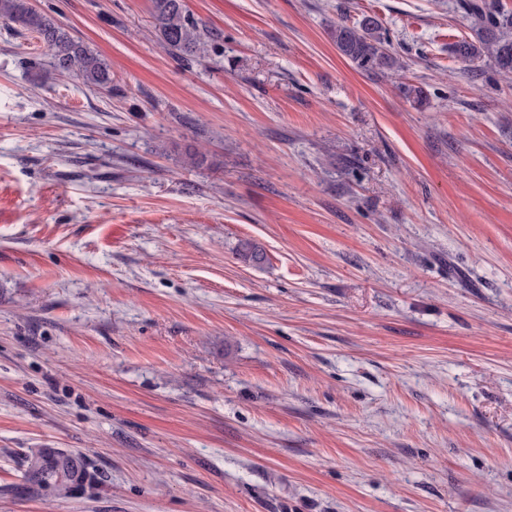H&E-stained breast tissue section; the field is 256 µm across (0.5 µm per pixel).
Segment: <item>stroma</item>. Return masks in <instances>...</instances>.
Here are the masks:
<instances>
[{"label":"stroma","instance_id":"35a3bbf8","mask_svg":"<svg viewBox=\"0 0 512 512\" xmlns=\"http://www.w3.org/2000/svg\"><path fill=\"white\" fill-rule=\"evenodd\" d=\"M184 2L31 0L108 91L0 28V512H512V78L459 0ZM160 44L179 58H204L212 48L211 33L185 9L183 0H151ZM331 38L342 55L364 70L391 69L399 65L395 57L385 52L379 23L372 16H363L352 25L336 24Z\"/></svg>","mask_w":512,"mask_h":512}]
</instances>
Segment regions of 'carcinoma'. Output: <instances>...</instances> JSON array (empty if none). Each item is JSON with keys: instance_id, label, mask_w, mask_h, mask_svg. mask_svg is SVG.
Masks as SVG:
<instances>
[{"instance_id": "cac0c4a2", "label": "carcinoma", "mask_w": 512, "mask_h": 512, "mask_svg": "<svg viewBox=\"0 0 512 512\" xmlns=\"http://www.w3.org/2000/svg\"><path fill=\"white\" fill-rule=\"evenodd\" d=\"M152 17L160 44L179 58H204L212 48L211 33L185 9L183 0H151ZM462 8L473 19L475 40L461 39L453 45L465 62L488 58L495 71L512 77V12L499 0H462ZM21 26L46 45L55 71L75 75L91 87L112 85V69L86 45L73 39L52 18L35 10L30 0H0V26ZM338 51L364 70L391 69L398 60L385 52L378 21L369 15L356 23L345 22L331 30Z\"/></svg>"}]
</instances>
